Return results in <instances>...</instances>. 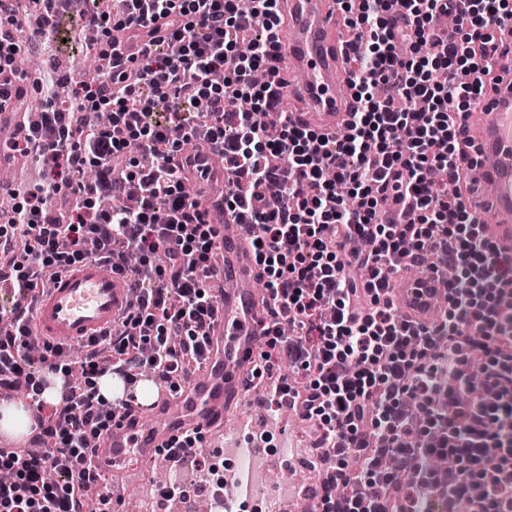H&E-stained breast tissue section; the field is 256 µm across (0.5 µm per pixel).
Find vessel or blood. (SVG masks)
I'll use <instances>...</instances> for the list:
<instances>
[{"mask_svg": "<svg viewBox=\"0 0 512 512\" xmlns=\"http://www.w3.org/2000/svg\"><path fill=\"white\" fill-rule=\"evenodd\" d=\"M284 32L276 54L279 67L296 82L287 90L295 103L293 118L301 126L325 135L344 128L356 101L344 74L348 38L338 0H277ZM494 90L480 98L464 124L477 130L484 159L479 169L484 207L475 215L492 213L491 239L512 248V66L496 69ZM208 166L209 178L198 189L207 203V220L217 231L224 260L214 278L223 283L220 312L209 329L210 353L197 377L169 391L153 377L141 385L146 398L132 410H116L111 431L94 450L98 467L123 470L130 459L153 461L178 438L223 431L224 420L247 397L246 380L265 342L257 325L263 295L255 286L257 265L248 245L245 225L235 223L224 207V172ZM448 289L437 273L411 271L398 278L390 300L402 319L431 325L439 318ZM129 290L111 265L90 259L63 272L35 307L32 334L66 347L111 328L128 303Z\"/></svg>", "mask_w": 512, "mask_h": 512, "instance_id": "1", "label": "vessel or blood"}]
</instances>
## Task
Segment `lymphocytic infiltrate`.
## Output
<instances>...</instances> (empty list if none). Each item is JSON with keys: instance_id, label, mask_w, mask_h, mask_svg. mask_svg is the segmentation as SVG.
Masks as SVG:
<instances>
[{"instance_id": "obj_1", "label": "lymphocytic infiltrate", "mask_w": 512, "mask_h": 512, "mask_svg": "<svg viewBox=\"0 0 512 512\" xmlns=\"http://www.w3.org/2000/svg\"><path fill=\"white\" fill-rule=\"evenodd\" d=\"M36 26L0 0V107L29 92L46 97L39 119L19 126L9 150L40 165V181L11 189L0 225V391L35 390L62 373L50 403L54 447L0 448V512H107L89 494L107 475L90 462V438L109 429L112 406L94 380L143 370L171 383L185 357L203 362L217 307L206 287L220 246L192 174L177 158L205 140L229 175L225 201L259 234L251 248L287 334L270 336L257 377L270 417L284 407L318 424L314 456L331 471L321 512H430L438 501L469 512H512V249L486 238L462 190L439 172L456 168L462 119L498 62L494 25L512 0H342L355 35L350 89L357 102L333 138L298 126L278 105L288 81L276 66V0H118L101 13L82 0H43ZM97 33L106 68L49 96L53 73L30 84L15 66L21 32L50 38L62 20ZM132 35L135 74L114 61L113 28ZM103 111L108 126L82 113ZM279 112L276 127L262 120ZM452 264L448 307L435 324L402 322L388 295L409 257ZM111 263L137 306L81 345L73 383L61 346L26 352L37 301L67 268ZM415 467L396 482L388 459Z\"/></svg>"}]
</instances>
